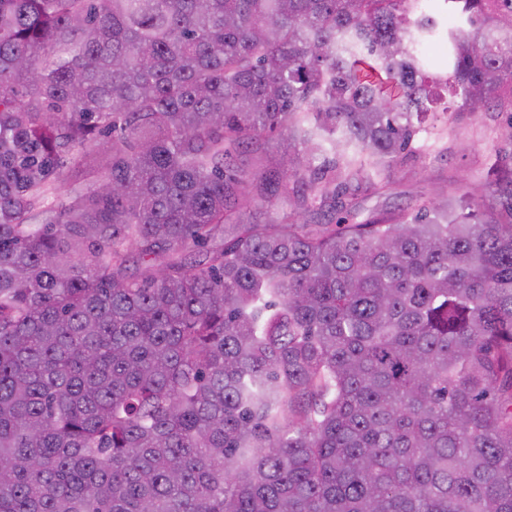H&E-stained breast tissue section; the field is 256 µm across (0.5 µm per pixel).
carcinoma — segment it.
<instances>
[{
  "label": "carcinoma",
  "mask_w": 512,
  "mask_h": 512,
  "mask_svg": "<svg viewBox=\"0 0 512 512\" xmlns=\"http://www.w3.org/2000/svg\"><path fill=\"white\" fill-rule=\"evenodd\" d=\"M0 512H512V0H0ZM501 122L497 112L470 116L466 112L448 113V153L442 151L446 138L424 153H408L393 167L382 182L383 187L364 186L352 199L357 221H365L387 212L413 207L444 190L462 187L479 173H486L485 162L499 145ZM466 140L471 149L457 152V141Z\"/></svg>",
  "instance_id": "carcinoma-1"
}]
</instances>
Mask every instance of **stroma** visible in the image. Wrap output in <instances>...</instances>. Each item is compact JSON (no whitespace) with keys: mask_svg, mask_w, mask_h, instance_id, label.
Returning <instances> with one entry per match:
<instances>
[{"mask_svg":"<svg viewBox=\"0 0 512 512\" xmlns=\"http://www.w3.org/2000/svg\"><path fill=\"white\" fill-rule=\"evenodd\" d=\"M501 122L496 113L448 115V142L434 144L428 153L408 154L393 167L382 186H364L352 205L358 220L404 209L440 191L461 188L484 172L485 162L500 140Z\"/></svg>","mask_w":512,"mask_h":512,"instance_id":"35a3bbf8","label":"stroma"}]
</instances>
